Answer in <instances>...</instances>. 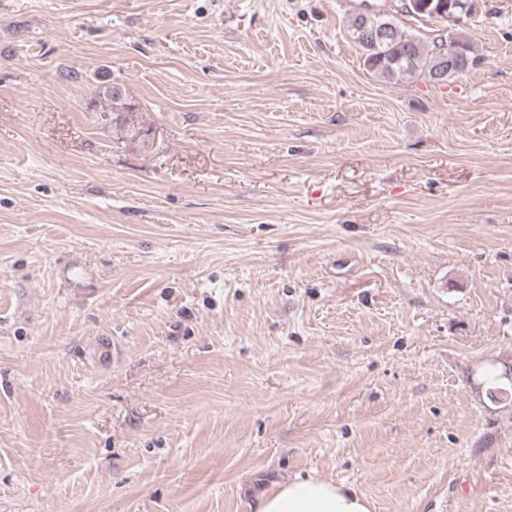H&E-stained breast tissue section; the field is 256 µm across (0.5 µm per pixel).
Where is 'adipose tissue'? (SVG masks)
<instances>
[{
  "instance_id": "1",
  "label": "adipose tissue",
  "mask_w": 512,
  "mask_h": 512,
  "mask_svg": "<svg viewBox=\"0 0 512 512\" xmlns=\"http://www.w3.org/2000/svg\"><path fill=\"white\" fill-rule=\"evenodd\" d=\"M254 512H371L369 500L343 483L308 476L277 485L258 497Z\"/></svg>"
}]
</instances>
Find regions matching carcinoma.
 Listing matches in <instances>:
<instances>
[{
    "instance_id": "cac0c4a2",
    "label": "carcinoma",
    "mask_w": 512,
    "mask_h": 512,
    "mask_svg": "<svg viewBox=\"0 0 512 512\" xmlns=\"http://www.w3.org/2000/svg\"><path fill=\"white\" fill-rule=\"evenodd\" d=\"M450 0H417V5L408 8L401 4V12L416 20L428 19L437 25L436 35L426 40L411 34L400 26L398 20L387 14L380 17L376 14L363 15L355 13L348 17L345 35L354 43L363 59L365 70L376 78L401 82L405 79H423L433 84L445 83L464 74L479 62L475 54L474 41L466 32L463 24H450L445 21ZM390 25L387 39L373 47L364 41V30ZM454 44L462 50V62L444 71H439L442 63V50L445 45ZM114 81L103 86L102 98L112 109V121L129 137L138 128L133 123V113L129 112L131 101L126 89L116 93ZM492 380L487 388L489 398L498 402L502 396L512 395V383L502 379L498 368L489 370Z\"/></svg>"
}]
</instances>
